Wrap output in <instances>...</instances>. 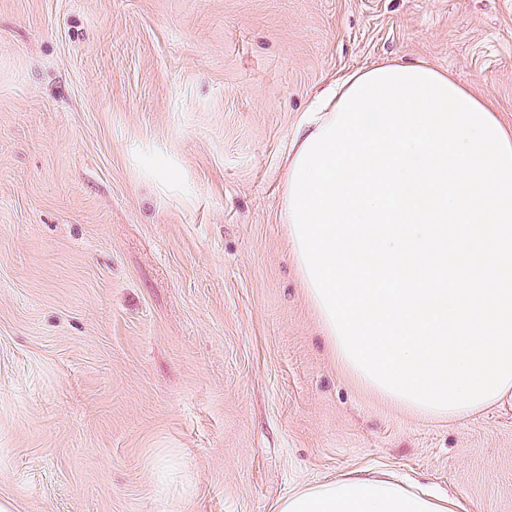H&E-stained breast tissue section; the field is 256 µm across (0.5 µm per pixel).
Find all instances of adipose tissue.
I'll return each mask as SVG.
<instances>
[{
    "instance_id": "obj_1",
    "label": "adipose tissue",
    "mask_w": 512,
    "mask_h": 512,
    "mask_svg": "<svg viewBox=\"0 0 512 512\" xmlns=\"http://www.w3.org/2000/svg\"><path fill=\"white\" fill-rule=\"evenodd\" d=\"M277 512H454L450 501L379 477H347L283 498Z\"/></svg>"
}]
</instances>
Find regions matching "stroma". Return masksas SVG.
I'll return each mask as SVG.
<instances>
[{"mask_svg": "<svg viewBox=\"0 0 512 512\" xmlns=\"http://www.w3.org/2000/svg\"><path fill=\"white\" fill-rule=\"evenodd\" d=\"M426 64L512 129V0H0V503L275 512L388 476L512 512V400L336 359L282 219L316 95Z\"/></svg>", "mask_w": 512, "mask_h": 512, "instance_id": "stroma-1", "label": "stroma"}]
</instances>
